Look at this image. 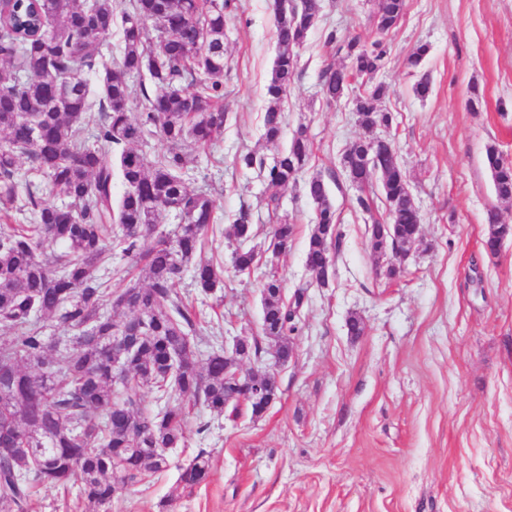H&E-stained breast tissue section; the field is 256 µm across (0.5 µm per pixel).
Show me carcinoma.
<instances>
[{
    "mask_svg": "<svg viewBox=\"0 0 512 512\" xmlns=\"http://www.w3.org/2000/svg\"><path fill=\"white\" fill-rule=\"evenodd\" d=\"M277 55L267 85L262 139L284 134L282 102L297 75L299 46L317 25L321 0H275ZM376 29L397 28L406 0H374ZM229 0H4L0 6V328L11 331L0 345V448H27L30 469L16 478L12 458L0 454V512H27L33 490L76 484L88 502L108 512L120 487L170 467L169 450L184 437L189 406L237 413L228 400L225 371L241 352L222 348L205 360L194 344L197 315L174 292L184 268H194L199 292L224 287V267L195 260L205 248L204 231L216 223L215 201L189 186L185 171L194 163L182 150L187 141L205 148L224 134V21ZM121 17L122 55L112 61L88 36L112 34ZM329 40L348 64L326 65L322 93L337 102L353 92L349 77L361 80L357 122L366 130L390 127L382 108L386 86L374 81L385 64L386 45L367 47L355 39ZM203 79L195 80V75ZM140 83V112H130L128 78ZM98 120L89 126L91 111ZM167 143L150 160L142 146L154 135ZM379 159L385 212L375 214L371 157ZM30 162L19 178L18 161ZM311 156L308 127L301 125L288 149L272 164L247 152L238 163L264 172L267 208H279L280 192L297 184ZM485 163L501 200H512V161L486 148ZM341 174L358 188V208L369 214L373 252L406 255L417 242L422 216L407 172L388 140L358 138L340 160ZM124 191L113 202V179ZM315 204L305 263L319 287L334 274L332 249L339 244L336 211L320 175L305 183ZM51 196L69 200L57 207ZM172 208L173 235L158 234L157 217ZM484 249L498 254L512 225L487 210ZM391 225L382 235L380 227ZM295 225H273L267 250L288 249ZM225 235L237 243L232 267L250 273L258 261L251 213L239 211ZM119 250L132 263L145 262L148 284L135 283L107 294L97 269ZM132 318L101 313L103 298ZM307 296L289 300L271 275L262 287V337L251 342L252 362L269 388L279 391L269 349L288 360ZM54 318L73 332L68 344L46 336L42 319ZM135 336L126 361L117 362L112 337ZM156 395L160 407H142L139 391ZM211 473V457L199 449L181 470L178 486L192 492Z\"/></svg>",
    "mask_w": 512,
    "mask_h": 512,
    "instance_id": "cac0c4a2",
    "label": "carcinoma"
}]
</instances>
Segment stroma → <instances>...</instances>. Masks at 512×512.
<instances>
[{"instance_id": "stroma-1", "label": "stroma", "mask_w": 512, "mask_h": 512, "mask_svg": "<svg viewBox=\"0 0 512 512\" xmlns=\"http://www.w3.org/2000/svg\"><path fill=\"white\" fill-rule=\"evenodd\" d=\"M318 24L298 47L300 72L284 103L286 132L309 128L305 176L324 178L336 208L340 247L328 286L305 266L314 204L304 183L284 190L276 214L266 206L258 170L236 162L263 146L266 86L277 54L274 0H235L224 22V135L208 149L186 144L196 162L191 187L215 198L216 224L205 231L203 260L225 266L222 292H198L191 273L174 285L200 324L195 343L207 356L226 337L261 333L262 284L276 274L285 296L306 287L294 353L279 369L280 394L261 418L247 408L221 415L197 406L169 470L120 489L109 512H159L180 469L199 449L209 479L169 512H512V238L484 249L489 208L512 224V201L497 198L485 165L487 146L512 159V0H407L385 37L389 54L377 79L397 159L410 178L423 224L407 258L374 254L357 190L340 179L346 144L364 130L352 97L327 102L319 74L344 59L329 32L371 43L379 34L372 0H322ZM419 69L405 60L419 45ZM429 75L427 98L413 93ZM481 96L468 104L469 85ZM249 208L262 256L248 276L229 270L235 241L224 229ZM295 224L288 250L264 249L275 218ZM402 268L385 277L387 265ZM359 316L360 336L346 321ZM76 485L37 488L29 512H86Z\"/></svg>"}]
</instances>
